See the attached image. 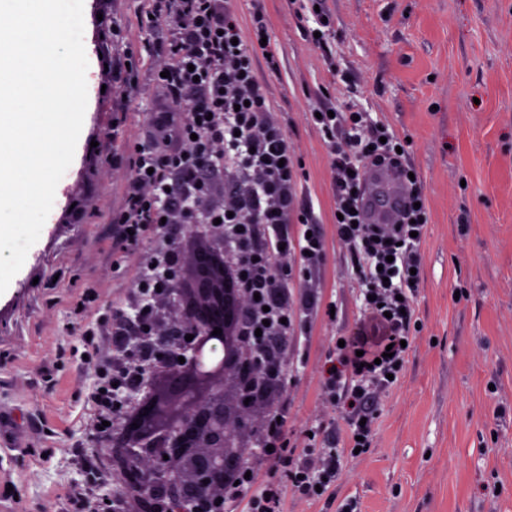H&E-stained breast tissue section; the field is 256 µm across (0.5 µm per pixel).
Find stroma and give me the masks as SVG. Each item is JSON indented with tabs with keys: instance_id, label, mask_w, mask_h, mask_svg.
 Segmentation results:
<instances>
[{
	"instance_id": "stroma-1",
	"label": "stroma",
	"mask_w": 512,
	"mask_h": 512,
	"mask_svg": "<svg viewBox=\"0 0 512 512\" xmlns=\"http://www.w3.org/2000/svg\"><path fill=\"white\" fill-rule=\"evenodd\" d=\"M281 62L255 71L299 162L297 206L312 205L326 257L319 312L296 317L286 351L288 434L317 428L340 473L321 498L288 495L285 512H512V0H324L337 36H306L311 12L293 0L253 7ZM146 0H90L84 28L88 103L73 161L38 241L0 294V512H65L75 487L118 500L112 458L85 405L94 373L81 327L131 312L135 269L112 251L126 159L143 142L152 97L103 92L105 61L134 52L141 78ZM113 28L101 37L102 25ZM352 105L406 141L428 224L414 318L419 326L396 385L378 404L365 453L323 395L334 339L354 328L363 296L336 238L329 157L310 113ZM95 300L74 308L84 291ZM16 488L20 499L7 497Z\"/></svg>"
}]
</instances>
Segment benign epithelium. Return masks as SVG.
Segmentation results:
<instances>
[{"label":"benign epithelium","mask_w":512,"mask_h":512,"mask_svg":"<svg viewBox=\"0 0 512 512\" xmlns=\"http://www.w3.org/2000/svg\"><path fill=\"white\" fill-rule=\"evenodd\" d=\"M167 308L158 343L176 347L162 368L181 380L178 409L158 418L141 408L138 431L115 444L123 452L112 463L135 493V512H171L178 503L189 504L192 512H223L224 504H216L211 493L224 486L226 468L242 460L247 440L242 426L258 423L262 409L230 388L236 355L229 353L225 336L209 332L188 341L186 335H198L195 318L171 298Z\"/></svg>","instance_id":"7a95c632"}]
</instances>
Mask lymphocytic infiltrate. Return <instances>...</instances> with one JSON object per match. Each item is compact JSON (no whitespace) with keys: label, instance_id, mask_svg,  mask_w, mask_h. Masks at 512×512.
<instances>
[{"label":"lymphocytic infiltrate","instance_id":"1","mask_svg":"<svg viewBox=\"0 0 512 512\" xmlns=\"http://www.w3.org/2000/svg\"><path fill=\"white\" fill-rule=\"evenodd\" d=\"M235 0H148L141 26L151 60V87L157 101L149 143L129 157L124 204L112 217L114 247L133 259L138 286L134 315L113 313L112 356L97 357L100 325L82 327V345L93 363L96 382L86 397L95 422L135 419L151 397V380L160 358L151 344L158 294L195 285L183 254L204 257L210 275L244 306L228 327L249 348L260 377L271 383L263 400L267 414L259 427V459L275 478L256 483L249 462L224 475V504L245 503L246 512H284L287 493L317 498L336 479L333 456L296 453L288 442V402L283 396L288 335L297 312L319 307L309 281L325 259L323 238L312 208L299 224L296 211L295 151L281 123L270 116L266 86L257 78L254 54L268 34L262 11L252 15L251 41L240 40ZM317 124L331 162L335 210L342 218L336 235L347 250L366 300L357 326L344 334V346L326 362L324 389L351 436L368 448L375 430V404L400 374L416 328L412 296L414 269L428 213L425 193L408 177L398 142L385 127L342 141L340 131L357 128L352 113L321 116ZM391 166L409 180L416 206L395 224L363 222L365 177L373 168ZM196 227L183 237L181 225ZM224 232V248L210 250L213 226ZM299 259L298 267L288 257ZM300 270L307 288L293 295L288 280Z\"/></svg>","mask_w":512,"mask_h":512}]
</instances>
